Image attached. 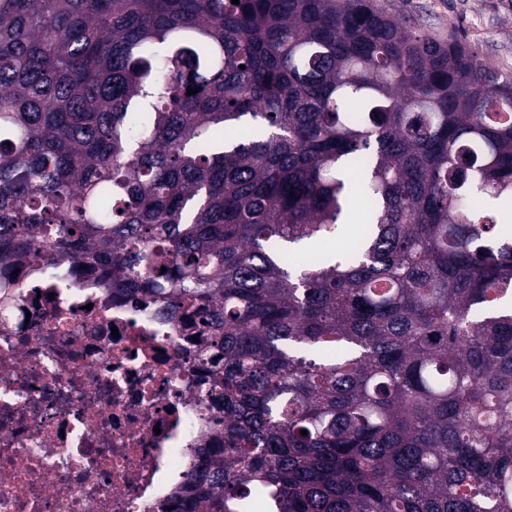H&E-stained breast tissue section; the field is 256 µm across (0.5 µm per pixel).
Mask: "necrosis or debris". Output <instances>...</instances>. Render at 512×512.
I'll return each mask as SVG.
<instances>
[{"label":"necrosis or debris","mask_w":512,"mask_h":512,"mask_svg":"<svg viewBox=\"0 0 512 512\" xmlns=\"http://www.w3.org/2000/svg\"><path fill=\"white\" fill-rule=\"evenodd\" d=\"M195 350L93 272L0 273V512H178L221 415Z\"/></svg>","instance_id":"obj_1"}]
</instances>
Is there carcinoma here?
<instances>
[{
  "mask_svg": "<svg viewBox=\"0 0 512 512\" xmlns=\"http://www.w3.org/2000/svg\"><path fill=\"white\" fill-rule=\"evenodd\" d=\"M507 197L512 80L376 0H0V258L199 336L184 512H512Z\"/></svg>",
  "mask_w": 512,
  "mask_h": 512,
  "instance_id": "cac0c4a2",
  "label": "carcinoma"
}]
</instances>
